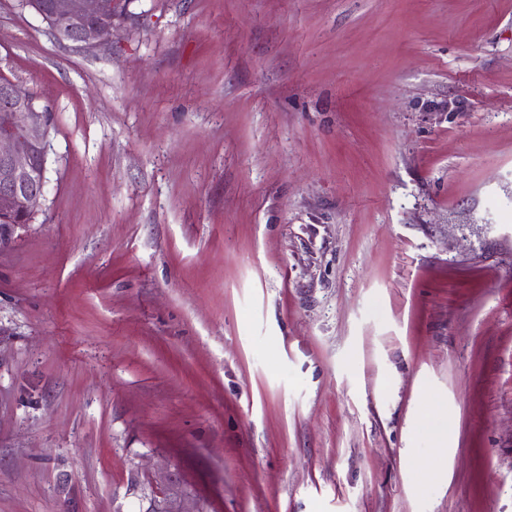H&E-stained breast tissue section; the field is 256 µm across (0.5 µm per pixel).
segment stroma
Returning a JSON list of instances; mask_svg holds the SVG:
<instances>
[{"mask_svg": "<svg viewBox=\"0 0 512 512\" xmlns=\"http://www.w3.org/2000/svg\"><path fill=\"white\" fill-rule=\"evenodd\" d=\"M0 237V512H512V0H112ZM451 421L446 447L430 427Z\"/></svg>", "mask_w": 512, "mask_h": 512, "instance_id": "obj_1", "label": "stroma"}]
</instances>
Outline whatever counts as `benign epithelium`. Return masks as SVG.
<instances>
[{"label":"benign epithelium","mask_w":512,"mask_h":512,"mask_svg":"<svg viewBox=\"0 0 512 512\" xmlns=\"http://www.w3.org/2000/svg\"><path fill=\"white\" fill-rule=\"evenodd\" d=\"M61 43L92 47L112 41L106 0H23ZM38 97L13 81L0 82V216L14 217L8 229L28 224L41 205L46 184L51 113ZM171 487L157 485L143 512H170Z\"/></svg>","instance_id":"obj_1"}]
</instances>
